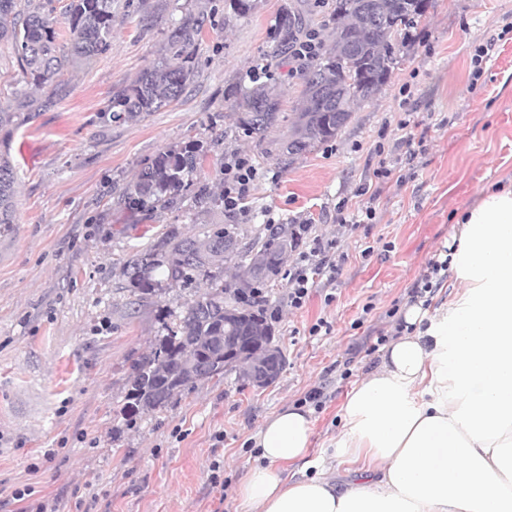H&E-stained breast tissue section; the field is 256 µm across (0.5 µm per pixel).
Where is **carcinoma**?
<instances>
[{
    "mask_svg": "<svg viewBox=\"0 0 512 512\" xmlns=\"http://www.w3.org/2000/svg\"><path fill=\"white\" fill-rule=\"evenodd\" d=\"M113 4L115 0H69L61 20L54 0H0V42L10 45L15 61L10 90L0 91L6 95L0 100V230L17 223L18 176L8 141L53 103L51 96L42 103L32 99L26 86L51 84L107 54ZM430 7L432 0H336L335 37L301 71L303 103L287 130L271 138L280 122V101L264 73L249 78L234 99L225 101L237 115V128L263 157L278 145L281 154L292 158L336 138L351 117V104L371 99L386 85L409 29ZM308 11L307 0L281 5L266 61L288 57L307 30ZM206 20L201 4L185 9L167 36L163 54L132 84L112 94L102 119L142 121L178 102L195 77ZM62 24L68 33L64 42L59 41ZM204 155L195 140L160 152L125 188L121 204L149 211L173 206L191 194L204 203L224 205V195L212 197L196 177ZM234 242V232L225 224H210L201 236L174 228L125 261L124 275L138 302L200 279L209 284L206 293L187 303L175 330L137 363L125 410H158L186 388L226 374V363L242 374L262 356L272 330L246 296L279 278L291 250L288 226L266 236L263 229L256 230L254 256L233 252Z\"/></svg>",
    "mask_w": 512,
    "mask_h": 512,
    "instance_id": "carcinoma-1",
    "label": "carcinoma"
}]
</instances>
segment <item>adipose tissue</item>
I'll return each instance as SVG.
<instances>
[{"mask_svg": "<svg viewBox=\"0 0 512 512\" xmlns=\"http://www.w3.org/2000/svg\"><path fill=\"white\" fill-rule=\"evenodd\" d=\"M447 301L417 299L349 394L330 457L308 459L312 411L258 429L235 512H512V185L455 218Z\"/></svg>", "mask_w": 512, "mask_h": 512, "instance_id": "1", "label": "adipose tissue"}]
</instances>
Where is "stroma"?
Segmentation results:
<instances>
[{
	"mask_svg": "<svg viewBox=\"0 0 512 512\" xmlns=\"http://www.w3.org/2000/svg\"><path fill=\"white\" fill-rule=\"evenodd\" d=\"M213 3L197 72L176 104L143 121H100L113 92L153 63L182 14L180 0H118L110 51L64 74L62 95L12 138L17 222L0 235V512H18L13 493L27 485L62 512L90 498L93 512H235L262 422L325 386L309 449L310 457L324 454L348 393L379 363L364 350L369 336L393 330L388 310L405 307L429 260L451 243L455 214L488 184H512V0H433L381 93L352 104L335 140L290 161L259 160L224 105L266 52L282 0H254L245 16L227 0ZM487 42L484 73L471 82L473 49ZM418 122L428 132L411 160L398 142ZM191 139L208 147L199 177L215 195L225 153L256 160L260 178L248 201L255 217L234 229L239 250L251 247L262 212L278 225L311 218L314 234L337 240L348 260L335 283H318L298 309L286 279L265 287L268 308L280 310L273 330L285 359L273 384L257 388L232 372L131 414L123 406L132 363L206 286L171 288L137 305L124 262L170 227L198 235L225 218L190 196L132 214L116 201L160 151ZM383 156L408 183L382 192L368 232L337 235V204H365L358 190ZM367 242L374 252L365 259ZM321 320L329 331L310 335ZM48 448L57 455L45 462ZM215 462L220 488L210 480Z\"/></svg>",
	"mask_w": 512,
	"mask_h": 512,
	"instance_id": "stroma-1",
	"label": "stroma"
}]
</instances>
